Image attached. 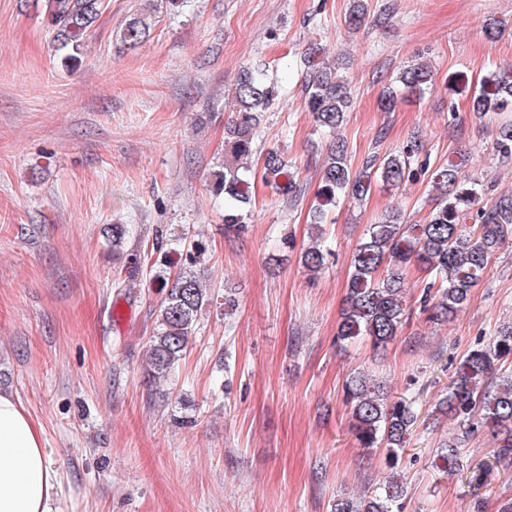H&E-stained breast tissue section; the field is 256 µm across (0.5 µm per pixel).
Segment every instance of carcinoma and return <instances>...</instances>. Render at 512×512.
<instances>
[{
  "label": "carcinoma",
  "mask_w": 512,
  "mask_h": 512,
  "mask_svg": "<svg viewBox=\"0 0 512 512\" xmlns=\"http://www.w3.org/2000/svg\"><path fill=\"white\" fill-rule=\"evenodd\" d=\"M102 0H44V15L52 29L53 47L73 61L101 12ZM368 11V0H349L344 17L349 29L357 28ZM149 35V24L135 17L123 31L125 44L134 48ZM302 104L316 127L332 137L320 171L316 208L318 223L343 200L362 201L379 179L398 188L403 182L427 176L432 187L433 207L425 222L408 224L400 210H387L370 225L351 258L345 306L336 339L341 342L368 338L380 347L397 336L407 312L403 271L413 265L427 273L420 298L423 310L433 318L449 321L468 302L488 266L490 255L503 243L512 224V195H501L491 206L480 205L486 188L462 170L463 163L450 157L430 168L420 159L421 141L413 138L399 152L366 158L354 172L348 160L347 141L339 136L353 97L349 81L340 68L321 58L316 47L301 57ZM433 73L423 63L405 66L393 86L382 89L379 105L394 110L404 95L421 96L432 84ZM279 95V85L267 79L261 65L242 70L232 87L234 116L224 127V140L234 161L215 172L212 190L224 197V223L236 231L246 228L255 202V188L262 184L278 195L293 198L300 191L298 167L276 149L268 150L260 167L252 164L261 113ZM472 111L481 117L512 112V69L496 68L481 78ZM497 156L512 161V123L501 125L495 139ZM206 249L194 244L182 251V268L170 279V252L160 242L141 254H130L131 264L150 265L152 279L160 281L163 297L158 306L156 328L149 340L146 369L152 380L169 377L185 357L196 336L202 310L214 302V294L203 285L198 269L205 265ZM332 250L320 231L301 256L303 268L319 271ZM512 358V328L498 331L487 344L464 356L451 376L448 392L434 413L456 423L460 437L436 449L431 464L442 472L460 470L461 443L481 431L499 436L495 459L504 468L512 466V377L492 381L497 363ZM351 411V430L361 448H382L396 464L418 424L420 414L412 399H389L384 387L365 374H354L345 385ZM404 486L395 476L370 495L339 498L334 512H402Z\"/></svg>",
  "instance_id": "cac0c4a2"
}]
</instances>
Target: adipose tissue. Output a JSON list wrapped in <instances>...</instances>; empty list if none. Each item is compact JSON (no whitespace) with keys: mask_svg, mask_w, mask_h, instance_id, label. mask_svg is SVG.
Here are the masks:
<instances>
[{"mask_svg":"<svg viewBox=\"0 0 512 512\" xmlns=\"http://www.w3.org/2000/svg\"><path fill=\"white\" fill-rule=\"evenodd\" d=\"M57 480L39 429L17 397L0 392V512H52Z\"/></svg>","mask_w":512,"mask_h":512,"instance_id":"adipose-tissue-1","label":"adipose tissue"}]
</instances>
